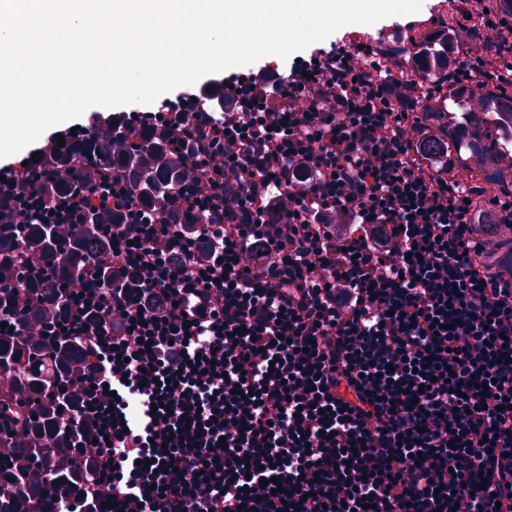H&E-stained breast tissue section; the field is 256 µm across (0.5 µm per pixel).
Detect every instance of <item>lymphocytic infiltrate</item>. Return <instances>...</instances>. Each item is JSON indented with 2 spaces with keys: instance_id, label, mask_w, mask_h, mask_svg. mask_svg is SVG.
<instances>
[{
  "instance_id": "obj_1",
  "label": "lymphocytic infiltrate",
  "mask_w": 512,
  "mask_h": 512,
  "mask_svg": "<svg viewBox=\"0 0 512 512\" xmlns=\"http://www.w3.org/2000/svg\"><path fill=\"white\" fill-rule=\"evenodd\" d=\"M492 7L446 18L511 45ZM373 53L339 40L209 80L219 112L193 90L162 101L190 172L174 211L106 164L76 195L0 186V251L90 215L110 243L47 306L45 346L77 340L87 361L43 452L90 474L53 512H512V277L472 224L479 199L511 219L512 197L421 164L424 93ZM52 273L0 282L14 333Z\"/></svg>"
}]
</instances>
